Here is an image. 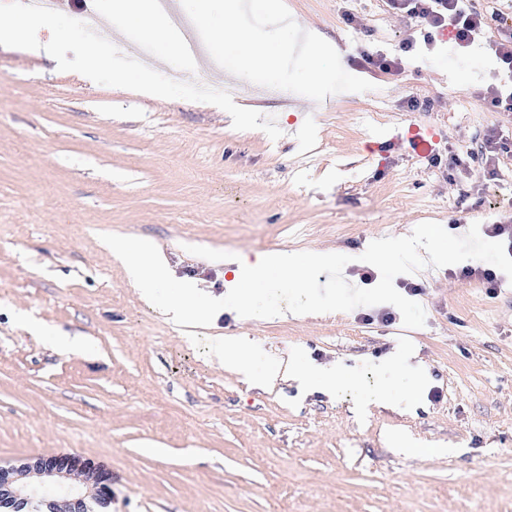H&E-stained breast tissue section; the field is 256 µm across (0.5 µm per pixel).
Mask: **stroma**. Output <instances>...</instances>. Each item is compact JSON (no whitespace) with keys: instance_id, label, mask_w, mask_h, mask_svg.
<instances>
[{"instance_id":"stroma-1","label":"stroma","mask_w":512,"mask_h":512,"mask_svg":"<svg viewBox=\"0 0 512 512\" xmlns=\"http://www.w3.org/2000/svg\"><path fill=\"white\" fill-rule=\"evenodd\" d=\"M285 2L350 74L354 46L400 53L384 0ZM91 12L111 15L112 0H62L53 29L0 42V465L91 460L114 477L109 512H512V282L492 298L457 264L409 274L424 289L417 329L379 305L178 326L107 249L156 241L176 280L216 295L226 256L341 253L359 287L373 240L426 221L456 236L512 224V154L486 149L512 141V117L484 99L486 49L453 58L435 33L434 54L322 104L238 82L206 53L189 70L152 52L148 93L112 79L141 56L134 27L100 37L109 65L80 78ZM202 78L251 125L196 97ZM413 129L428 149L410 148ZM65 333L77 346L57 343ZM216 336L259 345L254 376L294 353L346 366L349 384L255 386L212 362ZM398 348L410 368L387 364ZM384 387L390 404L375 403ZM402 436L422 454L397 451Z\"/></svg>"}]
</instances>
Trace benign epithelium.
<instances>
[{
  "label": "benign epithelium",
  "mask_w": 512,
  "mask_h": 512,
  "mask_svg": "<svg viewBox=\"0 0 512 512\" xmlns=\"http://www.w3.org/2000/svg\"><path fill=\"white\" fill-rule=\"evenodd\" d=\"M78 462L67 456H40L0 467V512H30L37 501L43 512H58L55 498L63 496L66 512H85L93 500L104 507L112 502L111 478L104 473L85 489L66 483Z\"/></svg>",
  "instance_id": "7a95c632"
}]
</instances>
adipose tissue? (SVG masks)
<instances>
[{
  "label": "adipose tissue",
  "instance_id": "ef3b65f1",
  "mask_svg": "<svg viewBox=\"0 0 512 512\" xmlns=\"http://www.w3.org/2000/svg\"><path fill=\"white\" fill-rule=\"evenodd\" d=\"M112 19L120 24L134 25L146 39L163 49L170 56L182 53L173 35L167 17L156 7V0H112ZM232 277L225 283L223 296L216 297L202 290L187 286L175 291L171 269L161 250L153 242H143L136 250L127 270L131 282L143 297L156 298L160 289L173 288L172 298L163 303L165 313L173 320L191 324L206 322L223 312L226 302L249 310L254 306L250 286L266 281L272 271L288 272L295 265L292 256L286 253L240 254L231 259ZM348 371L339 364L287 363L284 369H272L268 377L285 376L298 382L301 389L314 392H331L337 382L346 381Z\"/></svg>",
  "mask_w": 512,
  "mask_h": 512
}]
</instances>
